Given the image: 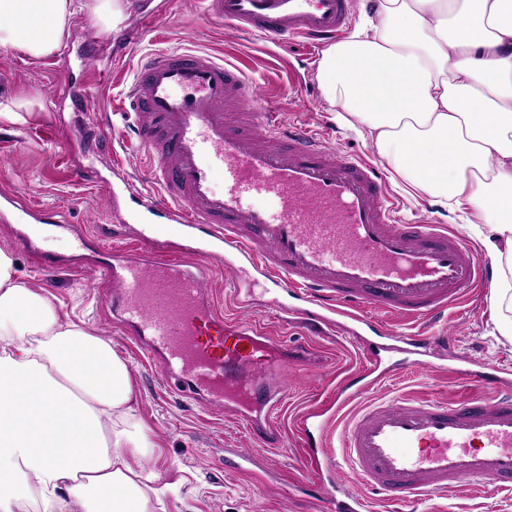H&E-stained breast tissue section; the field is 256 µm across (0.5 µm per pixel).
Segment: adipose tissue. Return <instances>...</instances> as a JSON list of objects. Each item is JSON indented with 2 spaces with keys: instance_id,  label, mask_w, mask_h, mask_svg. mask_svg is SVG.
Instances as JSON below:
<instances>
[{
  "instance_id": "obj_1",
  "label": "adipose tissue",
  "mask_w": 512,
  "mask_h": 512,
  "mask_svg": "<svg viewBox=\"0 0 512 512\" xmlns=\"http://www.w3.org/2000/svg\"><path fill=\"white\" fill-rule=\"evenodd\" d=\"M318 69L338 119L367 133L413 190L465 207L494 266L492 308L512 341V0H372ZM122 0H0V50L57 54L74 18L108 29ZM152 446L129 370L104 337L62 321L0 250V512L21 490L42 512H152Z\"/></svg>"
}]
</instances>
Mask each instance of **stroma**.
Instances as JSON below:
<instances>
[{"label": "stroma", "mask_w": 512, "mask_h": 512, "mask_svg": "<svg viewBox=\"0 0 512 512\" xmlns=\"http://www.w3.org/2000/svg\"><path fill=\"white\" fill-rule=\"evenodd\" d=\"M124 3L125 18L113 31L104 34L75 21L54 56L34 60L0 50V101L23 96L33 103L22 121L0 123V186L12 189L18 199L8 220L0 221V249L12 254L29 283L53 296L62 320L111 340L127 363L136 419L154 444L147 457H134L131 463L154 470L160 484L173 485L164 499L166 512H333V498L350 487L347 470L334 469L331 485L304 472L303 438H326L329 450L339 452L341 425L316 412L335 400L338 379L366 368L363 352L341 332L309 334L292 314L302 305L298 297L267 283L242 257L225 254L207 282L220 308L239 322L264 327L280 339L293 361L291 387L277 417L287 446L261 447L234 417L170 391L157 366L121 333L112 310V288L92 267L101 247L93 234L99 225L119 224L120 213L136 208L119 188L121 177H129L139 190L153 188L146 153L137 148L132 122L120 112L119 102L140 60L162 48H192L246 62L257 91L253 106L276 113L284 124L327 130L341 153L372 160L377 153L368 137L338 121L337 106L326 100L316 78L321 52H305L298 41L241 34L208 18L206 0ZM88 69L111 74L112 81L92 89L82 110L54 98L61 82L80 84ZM93 127L103 130L105 139L89 147L75 145V138ZM86 171L94 173V180L83 179ZM389 180L406 222L424 219L466 234L460 210L411 190L397 175ZM34 205L56 212L64 227L52 235L40 234L39 224L29 217ZM22 224L34 234L39 252L52 260L51 279H44L31 256L15 243L13 229ZM233 269L244 282L237 297L227 285ZM436 326L448 329V346L429 349L416 367L405 354L383 353L384 377L369 398L460 399L454 371L463 366L502 371L512 381V343L494 332L489 290L476 291L467 303L442 314ZM228 448L253 458L254 468L240 469L234 457L225 456ZM402 512H512V492L490 486L475 496L464 488L450 500H411Z\"/></svg>", "instance_id": "35a3bbf8"}]
</instances>
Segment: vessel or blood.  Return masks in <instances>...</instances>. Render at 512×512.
<instances>
[{"instance_id":"vessel-or-blood-1","label":"vessel or blood","mask_w":512,"mask_h":512,"mask_svg":"<svg viewBox=\"0 0 512 512\" xmlns=\"http://www.w3.org/2000/svg\"><path fill=\"white\" fill-rule=\"evenodd\" d=\"M208 12L243 33L304 39L316 50L349 25V0H208ZM255 91L244 70L212 54L155 51L122 102L146 151L153 192L137 193L148 217L134 246L110 250L100 270L122 323L179 392L233 411L268 448L284 445L271 415L288 394V355L257 325L224 316L204 287L225 251L317 309L371 326L384 314L428 322L488 287L491 264L435 224L402 223L382 169L348 157L324 134L247 110ZM224 177L223 192L213 188ZM262 195L272 203L251 204ZM409 354L437 345L395 332ZM490 398L455 404L425 398L336 404L342 458L359 488L336 512H365L362 490L383 501L512 490V388L496 375Z\"/></svg>"}]
</instances>
